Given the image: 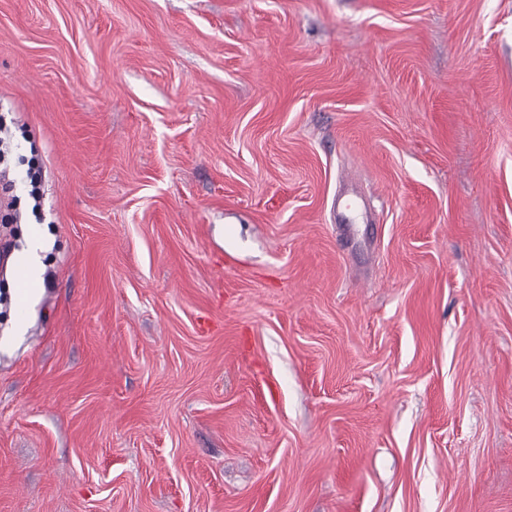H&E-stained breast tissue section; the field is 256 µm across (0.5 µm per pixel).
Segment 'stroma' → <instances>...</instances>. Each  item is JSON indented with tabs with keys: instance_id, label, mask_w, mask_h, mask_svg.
Masks as SVG:
<instances>
[{
	"instance_id": "35a3bbf8",
	"label": "stroma",
	"mask_w": 512,
	"mask_h": 512,
	"mask_svg": "<svg viewBox=\"0 0 512 512\" xmlns=\"http://www.w3.org/2000/svg\"><path fill=\"white\" fill-rule=\"evenodd\" d=\"M1 113L0 512H512V0H0ZM12 133L10 128L6 125L3 119H0V207L6 206L9 213L6 216L10 217L11 222L17 224L21 221L23 215L17 210L16 197L12 195L14 180L9 177V172L6 168L2 170V164L5 161L11 149ZM24 183L31 213L37 218L42 212L43 199V171L39 162L29 166L24 177ZM28 247L16 257V265L19 272L27 280L28 285L38 286L41 282V274L44 268L41 252L45 250L44 233L37 227H30L26 231Z\"/></svg>"
}]
</instances>
